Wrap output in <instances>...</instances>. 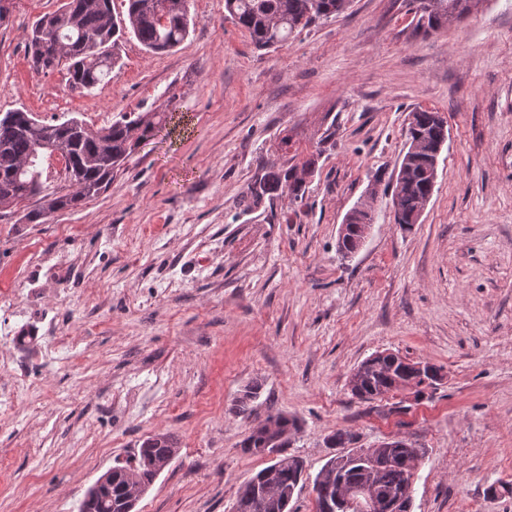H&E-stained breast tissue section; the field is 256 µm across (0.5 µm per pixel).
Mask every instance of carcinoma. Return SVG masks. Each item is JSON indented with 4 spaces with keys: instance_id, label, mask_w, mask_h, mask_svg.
Masks as SVG:
<instances>
[{
    "instance_id": "obj_1",
    "label": "carcinoma",
    "mask_w": 512,
    "mask_h": 512,
    "mask_svg": "<svg viewBox=\"0 0 512 512\" xmlns=\"http://www.w3.org/2000/svg\"><path fill=\"white\" fill-rule=\"evenodd\" d=\"M127 12L112 13V0H63L52 13L32 26L28 56L40 71H54L67 62L66 83L72 91L83 92L100 84L112 72L115 50L120 38L133 35L147 51L168 52L189 34V0H126ZM349 0H224V10L234 23L249 35L258 49H271L287 42L296 32L343 12ZM473 0H433L432 9L415 13L414 29L425 34L445 28L470 12ZM62 44V55H51L55 41ZM167 122L164 112L123 114L100 131L93 132L76 117L61 123H45L29 112H8L0 117V218L20 215L24 224H45L56 212L73 210L101 194L116 173L148 138L161 131ZM444 137V123L438 113L421 110L411 113L408 142H416L405 168L399 169L393 190L398 200L394 210L397 224L416 223L415 215L428 192L430 173L427 150ZM62 152L67 159L65 173L57 177L56 187L43 182L46 158ZM315 160L302 164H270L248 185L239 200L245 211L263 201L283 196L303 200L306 178ZM415 364L393 353L379 352L363 361L351 375L352 396L368 401L391 390L411 385L431 386L440 380L439 369L433 375L416 379ZM300 428L296 417L278 412L254 423L240 448L251 455L274 453L267 466L247 479L238 489L235 512H282L278 498L261 497L264 486L274 491L298 489L303 470L298 457L283 454L288 438ZM332 448H344L347 458L333 476L314 480L316 512L335 503L348 488L374 486L378 495L397 498L419 457L416 449L403 440H394L378 448H355L356 435L338 430L327 438ZM179 452V440L170 432L155 433L142 441L138 450L125 461L117 462L112 485L82 500L79 512H120L119 503L129 485L150 488L159 476L156 464Z\"/></svg>"
}]
</instances>
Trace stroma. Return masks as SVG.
Instances as JSON below:
<instances>
[{"label": "stroma", "instance_id": "1", "mask_svg": "<svg viewBox=\"0 0 512 512\" xmlns=\"http://www.w3.org/2000/svg\"><path fill=\"white\" fill-rule=\"evenodd\" d=\"M410 0H351L283 46L259 50L224 0H191L172 52L133 38L111 75L78 94L35 70L33 23L59 0H13L0 25V113L76 117L90 130L126 112L186 115L145 141L109 188L45 224L0 219V291L24 353L0 342V512H78L139 440L180 451L139 512H233L265 455L239 447L253 421L300 422L287 454L316 476L347 429L361 448L402 439L425 451L411 512H512V0L415 33ZM417 109L447 139L418 224H395L392 188ZM336 135L317 147L328 128ZM289 138L281 148V138ZM314 159L303 200L237 205L263 165ZM364 244L341 258L345 215L369 188ZM80 271L57 287L62 255ZM96 319L86 322L87 308ZM387 351L440 367L442 381L370 402L352 371ZM249 415L233 406L253 383Z\"/></svg>", "mask_w": 512, "mask_h": 512}]
</instances>
